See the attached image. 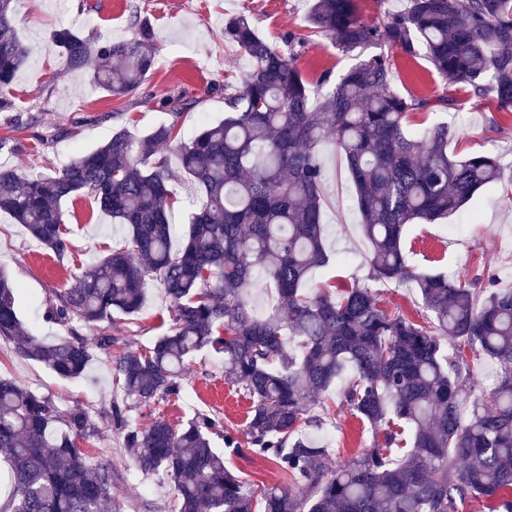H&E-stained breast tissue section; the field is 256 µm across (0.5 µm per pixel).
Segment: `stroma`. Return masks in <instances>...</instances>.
Returning <instances> with one entry per match:
<instances>
[{
  "instance_id": "obj_1",
  "label": "stroma",
  "mask_w": 512,
  "mask_h": 512,
  "mask_svg": "<svg viewBox=\"0 0 512 512\" xmlns=\"http://www.w3.org/2000/svg\"><path fill=\"white\" fill-rule=\"evenodd\" d=\"M132 3L153 28L156 65L135 94L113 98L92 90L85 73L66 72L61 50L51 35L70 26L107 41L132 38L135 29L128 11ZM14 9L17 32L32 53L12 84L16 111L0 112V140L6 143L0 149V162L27 173L60 168L78 153L107 142L118 128L140 136L169 122L163 102L171 96L184 93L194 100L179 120L182 136L223 118L224 98L242 89L246 70L239 50L224 40V20L236 14L250 16L273 47L293 45L298 68L316 90L324 83H336L362 59L388 56L396 88L428 98L433 105L432 110L415 115L416 128L447 126L449 154L490 151L512 162V112L499 110L493 94L478 97L445 82L422 51L411 57L382 44L342 53L329 37L310 28L307 0H15ZM320 156L327 171L322 195L330 261L311 272L308 285L323 288L340 281L365 282L369 244L359 230L354 186L343 157L332 146H323ZM65 210L72 251L70 260L62 264L31 239L22 225L0 214V270L17 290L27 330L48 341L70 334L69 328L44 319L50 292L66 287L72 274L91 269L100 256L122 246L128 236L126 225L113 223L87 201L66 205ZM404 247L418 269L463 270L477 288L485 285L491 272L512 283V190L497 186L481 190L454 216L433 224L408 225ZM169 306L163 288L150 286L136 324L113 323L111 353L149 347L161 333L160 319L167 316ZM110 355L97 353L81 377L63 379L16 353L12 343L0 340V376L52 396L60 408L79 405L97 418L100 434L87 448L93 462L121 469L112 498L122 512H175L170 483L143 476L126 455L118 430L102 417L122 397ZM345 384V379L336 380L316 400L318 410L333 415L312 432L320 446L328 449L330 466L372 446L367 426L350 412L336 410ZM249 406L242 390L227 381L223 355L205 348L190 359L178 393L131 409L129 416L141 426L162 419L179 428L197 413H207L218 417L245 445L250 440L245 427ZM225 461L253 493L272 485H290L287 476L267 460L231 454Z\"/></svg>"
}]
</instances>
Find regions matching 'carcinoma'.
I'll return each instance as SVG.
<instances>
[{"label": "carcinoma", "instance_id": "cac0c4a2", "mask_svg": "<svg viewBox=\"0 0 512 512\" xmlns=\"http://www.w3.org/2000/svg\"><path fill=\"white\" fill-rule=\"evenodd\" d=\"M14 0H0V112L15 110L11 86L30 48L14 26ZM308 22L344 53L373 43L417 45L446 80L481 96L494 92L512 112V0H407L378 22L358 16L354 0H309ZM133 38L104 42L69 28L53 32L67 70L84 71L112 97L134 93L156 62L153 30L135 14ZM224 40L248 61L241 91L225 98L224 120L185 141L176 123L136 140L124 128L52 174L0 166V212L62 262L71 251L64 204L83 196L117 224L126 244L52 292L47 320L79 323L96 336L43 341L25 334L14 287L0 272V339L63 378L81 376L93 349L109 351L108 323L132 317L153 283L170 299L169 321L144 350L112 360L125 403L107 418L144 475L173 484L177 512H512V285L489 276L472 288L460 277L420 272L402 247L405 226L462 210L489 186H512V164L490 152L448 154V128L417 132L411 115L431 107L393 88L383 55L351 67L312 101L294 48L268 44L245 15L224 19ZM176 144L180 168L199 196L185 242L175 251L172 172L160 150ZM346 160L361 233L369 242V277L417 289L430 319L382 308L365 284L306 287L327 261L320 146ZM275 289L277 307L260 315L249 298L256 272ZM298 338L301 352L286 348ZM224 354V373L251 405V447L224 435L233 452L267 459L301 493L266 489L260 500L212 448L222 422L202 414L175 430L157 419L140 427L129 409L179 391L186 361L204 347ZM488 356L501 377L474 394L469 356ZM341 396L374 437V448L334 467L306 430L323 417L314 397L343 374ZM81 406L60 409L51 396L0 376V477L9 491L0 512H104L117 481L94 465L77 439L97 436Z\"/></svg>", "mask_w": 512, "mask_h": 512}]
</instances>
